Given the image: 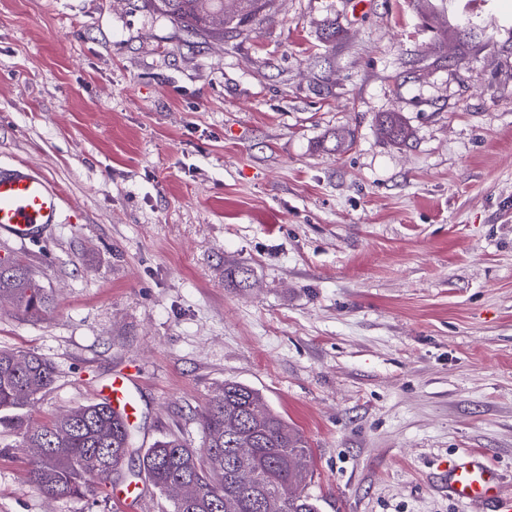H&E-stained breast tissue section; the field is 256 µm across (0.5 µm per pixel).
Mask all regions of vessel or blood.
<instances>
[{"label": "vessel or blood", "mask_w": 512, "mask_h": 512, "mask_svg": "<svg viewBox=\"0 0 512 512\" xmlns=\"http://www.w3.org/2000/svg\"><path fill=\"white\" fill-rule=\"evenodd\" d=\"M61 202L57 188L39 174L24 169L0 171V241L22 243L44 225L57 223ZM103 394L126 419H133L136 407L126 377H113ZM446 476L453 500L482 502L492 512H512V493L502 492L500 473L480 455L463 453L449 460Z\"/></svg>", "instance_id": "1"}]
</instances>
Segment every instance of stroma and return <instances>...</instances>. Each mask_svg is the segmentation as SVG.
Listing matches in <instances>:
<instances>
[{
    "instance_id": "obj_1",
    "label": "stroma",
    "mask_w": 512,
    "mask_h": 512,
    "mask_svg": "<svg viewBox=\"0 0 512 512\" xmlns=\"http://www.w3.org/2000/svg\"><path fill=\"white\" fill-rule=\"evenodd\" d=\"M18 164L63 196L0 249L50 297L0 299V348L55 368L31 423L129 372L137 447L197 446L234 380L307 440L320 512H473L439 486L467 452L512 490V0H272L213 37L143 0H0ZM18 443L0 512H123L33 490Z\"/></svg>"
}]
</instances>
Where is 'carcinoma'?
Returning <instances> with one entry per match:
<instances>
[{"instance_id": "1", "label": "carcinoma", "mask_w": 512, "mask_h": 512, "mask_svg": "<svg viewBox=\"0 0 512 512\" xmlns=\"http://www.w3.org/2000/svg\"><path fill=\"white\" fill-rule=\"evenodd\" d=\"M269 0H145L153 11L173 19L191 34L237 29L258 19ZM385 135L402 141L400 117L381 118ZM32 315L44 314L48 293L23 265L0 266V297ZM45 358L28 351L0 350V427L19 435V447L32 448L28 482L52 499L80 498L94 484L112 482L125 461L139 452L133 428L100 401L33 426L24 410L54 381ZM202 445L179 438L154 443L142 456L150 485L169 502L168 512H319L317 500L298 487L312 472L313 454L305 438L272 411L256 389L226 380L200 414ZM192 483L195 495L177 499L170 488Z\"/></svg>"}]
</instances>
